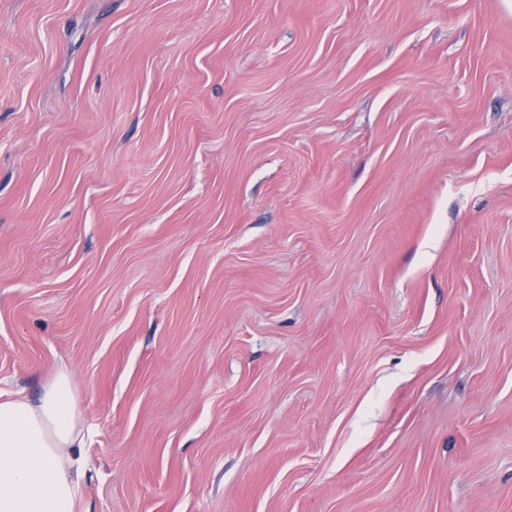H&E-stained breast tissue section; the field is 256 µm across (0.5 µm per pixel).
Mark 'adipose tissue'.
Returning a JSON list of instances; mask_svg holds the SVG:
<instances>
[{
	"mask_svg": "<svg viewBox=\"0 0 512 512\" xmlns=\"http://www.w3.org/2000/svg\"><path fill=\"white\" fill-rule=\"evenodd\" d=\"M84 431L68 367L38 400L0 401V512H75Z\"/></svg>",
	"mask_w": 512,
	"mask_h": 512,
	"instance_id": "adipose-tissue-1",
	"label": "adipose tissue"
}]
</instances>
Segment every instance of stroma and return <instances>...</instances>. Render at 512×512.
Masks as SVG:
<instances>
[{"label": "stroma", "mask_w": 512, "mask_h": 512, "mask_svg": "<svg viewBox=\"0 0 512 512\" xmlns=\"http://www.w3.org/2000/svg\"><path fill=\"white\" fill-rule=\"evenodd\" d=\"M76 512H512V6L0 0V394ZM84 431L66 366L36 401H0V512H74L82 499Z\"/></svg>", "instance_id": "1"}]
</instances>
